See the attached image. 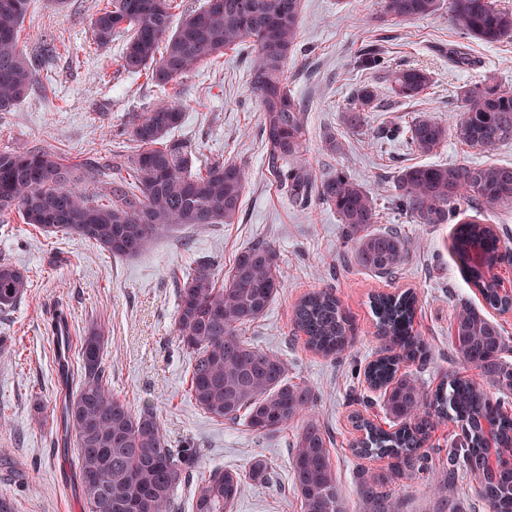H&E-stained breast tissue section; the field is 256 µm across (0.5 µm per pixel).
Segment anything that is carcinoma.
<instances>
[{
    "label": "carcinoma",
    "mask_w": 512,
    "mask_h": 512,
    "mask_svg": "<svg viewBox=\"0 0 512 512\" xmlns=\"http://www.w3.org/2000/svg\"><path fill=\"white\" fill-rule=\"evenodd\" d=\"M177 0H112V8L90 22L93 39L106 45L124 41L121 67L137 74L151 70L160 88L250 41L256 49L250 80L260 98L266 160L278 187L304 199L310 195L333 209L355 241L354 265L380 278L398 273L407 244L395 229L376 231L379 210L371 193L347 173L319 182L301 167L306 134L304 109L288 93L286 63L297 45L301 0H204L172 27ZM248 4L240 16L236 5ZM32 0H0V112L26 97L37 81L19 44V31ZM382 13L409 21L434 14L440 0H381ZM453 24L466 38L495 44L512 36V10L495 0H448ZM361 64L382 69L400 99H419L431 85L422 68L384 65L381 49H363ZM463 111L453 128L464 145L493 152L512 141V90L478 84L461 95ZM376 101L373 87L361 86L342 113L351 130L362 128ZM180 110L165 101L132 117L131 154H112L78 168L47 151H0V214L18 210L25 223L46 235L77 236L118 258L142 253L158 235L178 227L232 224L240 209L247 175L229 162L214 160L193 169L191 147L168 133L181 121ZM409 147L420 155L436 153L448 129L429 115L412 120ZM476 214L512 203V165L419 164L401 169L393 182L392 205L419 224L457 223L452 253L468 283L486 306L512 310V294L495 287L493 270L506 258L493 227L462 219L458 205ZM29 287L26 270L0 260V311L14 306ZM283 288L278 255L266 241H256L236 257L224 286H217L214 262L202 260L177 285V336L189 355V395L213 419H244L258 434L280 432L314 404L312 390L288 379V366L275 354L252 347L243 327L264 315ZM417 298L405 290L377 294L372 303L386 354L375 359L368 382L385 388L384 409L404 423L394 432L380 427L368 435L367 450L389 456L427 482L423 451L435 415L453 413L466 427L465 442L448 450V481L466 470L481 476V498L490 512H512V465L486 467L485 434L494 433L501 448H512V414L504 403L473 383L458 378L439 385L430 396L408 377H397L399 364L422 355L414 330ZM295 323L315 351L339 355L350 344L352 324L329 289L305 296L295 309ZM455 350L480 369L494 389L512 393V363L505 359L501 327L472 308H464L454 326ZM104 331L91 326L81 340L79 388L65 403L64 423L75 432L79 480L88 512H163L172 507L174 490L196 478L193 512H229L245 483L265 481L269 467L254 462L246 473L213 469L194 472L196 449L168 447L153 411H134L112 393L103 363ZM325 430L305 422L291 447L290 468L300 512H343L342 498ZM389 478L364 482L368 512H398Z\"/></svg>",
    "instance_id": "obj_1"
}]
</instances>
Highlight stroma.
<instances>
[{"label": "stroma", "mask_w": 512, "mask_h": 512, "mask_svg": "<svg viewBox=\"0 0 512 512\" xmlns=\"http://www.w3.org/2000/svg\"><path fill=\"white\" fill-rule=\"evenodd\" d=\"M379 2L302 0L287 76L290 93L305 109L304 156L312 178L345 171L372 193L381 228L401 229L407 252L392 280L351 264L355 244L346 239L336 212L277 189L265 163L260 101L250 84L251 43L200 64L162 90L120 68L122 37L104 46L92 39L90 20L107 0H33L19 43L42 86L0 112V149L40 148L80 165L127 149L132 114L173 101L182 104L183 118L171 138L187 142L199 163L220 157L240 165L248 183L235 223L172 230L133 258L112 257L69 235H44L16 212L0 215V256L27 269L31 279L21 301L0 312V495L13 499L16 512H86L76 439L66 431L62 412L78 386L80 338L93 324L108 338L103 360L113 392L133 410L152 409L170 447L199 448L202 470L245 472L255 460L266 461L270 479L248 483L232 512H300L289 449L301 422L262 435L240 421L209 418L187 394L188 355L175 329L176 282L200 260L215 261V278L224 281L237 254L257 240L275 247L283 288L244 335L283 359L290 379L312 389V416L331 440L344 512H367L363 483L378 474L389 476L401 512H490L474 474L448 478V448L462 434L460 422L443 419L431 429L424 445L431 478L426 485L408 470L393 472L391 458H359L352 449L351 415L362 411L382 428L391 426L382 391L370 389L364 378L383 347L371 308L373 296L382 292L410 288L417 296L414 327L424 354L420 362L401 364L400 376L415 379L430 394L455 378L489 385L452 343L460 309H484L478 290L456 265L452 225L413 222L392 207L390 194L397 172L410 165L512 163V142L486 153L452 137L425 157L410 149L402 133L424 113L454 127L467 86L495 82L512 88V38L493 45L468 41L444 10L411 21L386 19ZM371 43L380 44L391 64L426 69L432 76L427 94L401 102L385 74L358 68V55ZM456 50L466 53L469 65L453 62ZM365 84L375 87L378 106L363 128L351 132L343 128L341 113ZM330 132L341 141L340 152L326 149ZM319 289L335 292L353 324L349 347L336 357L311 350L294 323L300 298ZM59 310L71 336L63 356L49 330ZM484 311L512 342V311Z\"/></svg>", "instance_id": "obj_1"}]
</instances>
